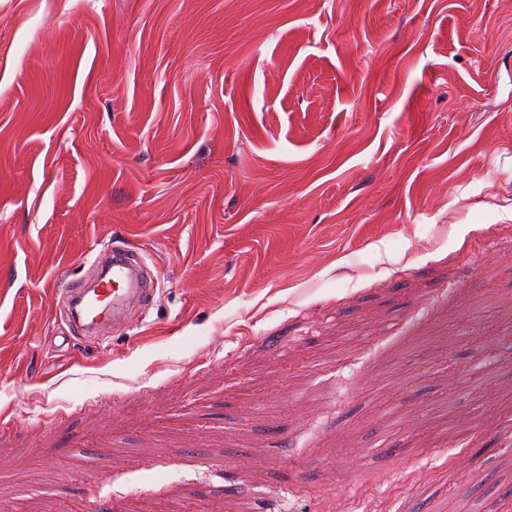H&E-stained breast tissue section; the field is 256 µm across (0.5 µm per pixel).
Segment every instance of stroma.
I'll list each match as a JSON object with an SVG mask.
<instances>
[{
  "label": "stroma",
  "mask_w": 512,
  "mask_h": 512,
  "mask_svg": "<svg viewBox=\"0 0 512 512\" xmlns=\"http://www.w3.org/2000/svg\"><path fill=\"white\" fill-rule=\"evenodd\" d=\"M106 247L156 291L92 341ZM1 475L512 512V0H0Z\"/></svg>",
  "instance_id": "stroma-1"
}]
</instances>
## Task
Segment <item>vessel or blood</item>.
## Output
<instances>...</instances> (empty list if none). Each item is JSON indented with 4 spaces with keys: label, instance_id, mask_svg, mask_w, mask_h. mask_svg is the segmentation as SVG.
Here are the masks:
<instances>
[{
    "label": "vessel or blood",
    "instance_id": "obj_1",
    "mask_svg": "<svg viewBox=\"0 0 512 512\" xmlns=\"http://www.w3.org/2000/svg\"><path fill=\"white\" fill-rule=\"evenodd\" d=\"M133 253L112 251L106 257L107 268L95 287L69 288L65 294L75 316L85 330H102L115 326L119 315L130 314L135 304L149 301L153 283L138 276Z\"/></svg>",
    "mask_w": 512,
    "mask_h": 512
}]
</instances>
